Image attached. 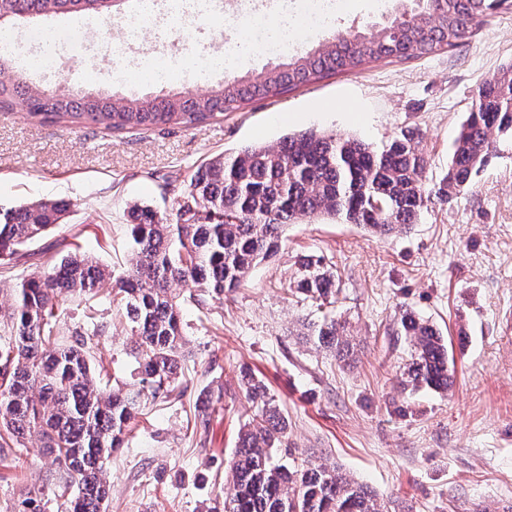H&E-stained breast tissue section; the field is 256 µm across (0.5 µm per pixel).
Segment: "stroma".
<instances>
[{
  "label": "stroma",
  "instance_id": "stroma-1",
  "mask_svg": "<svg viewBox=\"0 0 512 512\" xmlns=\"http://www.w3.org/2000/svg\"><path fill=\"white\" fill-rule=\"evenodd\" d=\"M259 0H213L205 21L172 18L143 40L112 53L116 77L105 92L199 95L230 78L253 77L274 66L257 54L229 71L188 65L183 47L219 55L249 23L228 10L258 8ZM143 0H121L88 30L64 15L13 27L16 38L56 31L82 43L81 57L61 54L55 70L14 55L33 83L49 89L93 91L86 69L100 65L104 39L138 17ZM391 0H338L329 27H301L290 54L319 40L349 35L383 21ZM512 63V7L498 9L454 49L393 63H376L303 84L274 98H257L203 127L162 126L112 134L30 123L24 112H0V210L66 201L64 222L31 246L46 251L59 239L77 244L101 265L120 270L131 239L130 208L166 212V186L186 189L215 156L252 144L273 145L314 129L355 136L380 146L414 133L428 159L426 184L436 189L448 171L453 140L479 87ZM322 256L336 274L333 316L347 321L353 360L299 337L317 312L289 292L296 262ZM429 320L454 354L448 395L402 391L409 345L395 335L405 313ZM66 344L85 315L107 322L92 339V361L104 380L124 376L128 328L108 300L69 299L59 310ZM512 143L498 144L468 189L434 201L406 232L380 238L329 217L288 225L279 253L257 264L239 288L206 306L185 300L181 317L188 355L176 402L148 404L124 447L112 457L108 512H223L232 492L225 473L240 428L253 412L238 386L241 372L267 385L288 419L280 457L320 459L368 485L391 512H512ZM210 400L207 421L197 406ZM54 466L37 438L0 447V512H16L40 496L43 512H60Z\"/></svg>",
  "mask_w": 512,
  "mask_h": 512
}]
</instances>
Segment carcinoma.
<instances>
[{
    "mask_svg": "<svg viewBox=\"0 0 512 512\" xmlns=\"http://www.w3.org/2000/svg\"><path fill=\"white\" fill-rule=\"evenodd\" d=\"M402 9L352 38L324 40L305 55H288L253 79L226 80L206 94L185 98L102 93H48L27 82L0 56V112L14 110L24 94L34 124L100 128L112 133L166 125L203 127L259 97H276L301 84L321 81L370 63L422 57L455 47L473 26L500 8L501 0H400ZM104 0H0L5 21L49 14H105ZM512 139V63L479 88L473 111L453 144L448 173L438 190L426 189L427 161L414 135L376 149L356 138L308 130L277 146L248 145L211 159L178 193L171 210L132 209L130 258L118 274L69 246L26 276L0 308V447L21 445L35 435L63 473L60 487L73 489L66 512H107L105 478L112 454L122 447L148 401L169 399L182 370L185 338L180 294L195 289L197 304L224 297L271 256L284 228L302 218L333 215L379 236L417 222L432 198L449 200L464 191L500 140ZM67 206L41 202L0 212V268L54 225ZM296 291L318 311L335 303L336 281L323 258L297 263ZM101 294L112 299L130 327L132 382L107 387L95 377L87 337L107 326L90 317L74 340L50 348L60 301ZM307 343L338 359L352 353L346 322L309 320ZM411 348L404 386L446 393L453 358L440 332L409 313L395 330ZM245 394L257 404L238 436L229 464L234 494L224 512H388L365 485L321 460L290 465L278 458L287 445L288 420L266 385L241 375Z\"/></svg>",
    "mask_w": 512,
    "mask_h": 512,
    "instance_id": "carcinoma-1",
    "label": "carcinoma"
}]
</instances>
